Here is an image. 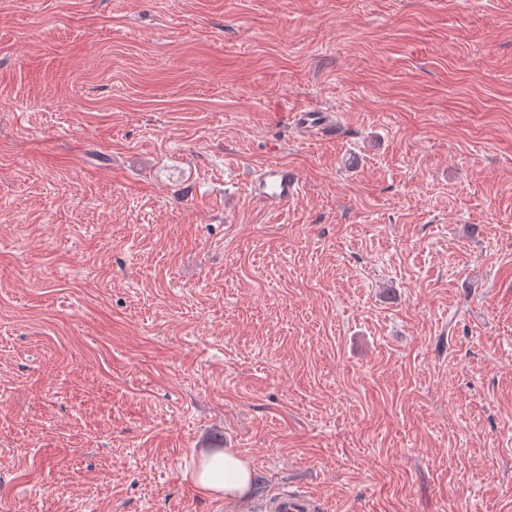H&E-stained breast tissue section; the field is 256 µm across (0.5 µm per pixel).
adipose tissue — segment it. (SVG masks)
Returning a JSON list of instances; mask_svg holds the SVG:
<instances>
[{"label":"adipose tissue","mask_w":512,"mask_h":512,"mask_svg":"<svg viewBox=\"0 0 512 512\" xmlns=\"http://www.w3.org/2000/svg\"><path fill=\"white\" fill-rule=\"evenodd\" d=\"M253 477L247 459L232 448L199 450L190 473L199 494L213 501L244 497L251 489Z\"/></svg>","instance_id":"obj_1"}]
</instances>
